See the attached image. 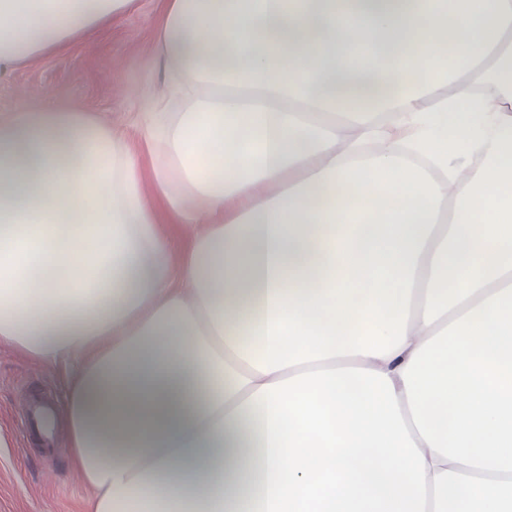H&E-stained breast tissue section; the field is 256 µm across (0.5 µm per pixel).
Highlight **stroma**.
<instances>
[{
  "mask_svg": "<svg viewBox=\"0 0 512 512\" xmlns=\"http://www.w3.org/2000/svg\"><path fill=\"white\" fill-rule=\"evenodd\" d=\"M157 0L138 13L46 54L0 81V111L48 104L72 107L111 125L135 146L140 112L159 100L165 74L154 54ZM66 383L50 366L0 346V512H85L90 488L73 475L69 454H54L36 435L23 434L20 414L28 400L61 406Z\"/></svg>",
  "mask_w": 512,
  "mask_h": 512,
  "instance_id": "obj_1",
  "label": "stroma"
}]
</instances>
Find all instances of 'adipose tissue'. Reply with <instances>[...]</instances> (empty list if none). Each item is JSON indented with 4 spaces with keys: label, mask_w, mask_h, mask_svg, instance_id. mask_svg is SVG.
<instances>
[{
    "label": "adipose tissue",
    "mask_w": 512,
    "mask_h": 512,
    "mask_svg": "<svg viewBox=\"0 0 512 512\" xmlns=\"http://www.w3.org/2000/svg\"><path fill=\"white\" fill-rule=\"evenodd\" d=\"M137 6L0 0V79ZM155 43L138 148L0 112V343L68 369L87 512H512V0H163Z\"/></svg>",
    "instance_id": "1"
}]
</instances>
